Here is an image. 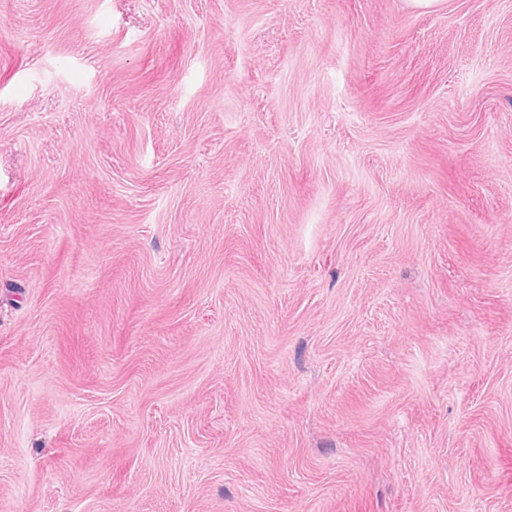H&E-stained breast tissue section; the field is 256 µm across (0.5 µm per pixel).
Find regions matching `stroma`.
I'll return each mask as SVG.
<instances>
[{
  "label": "stroma",
  "instance_id": "1",
  "mask_svg": "<svg viewBox=\"0 0 512 512\" xmlns=\"http://www.w3.org/2000/svg\"><path fill=\"white\" fill-rule=\"evenodd\" d=\"M0 512H512V0H0Z\"/></svg>",
  "mask_w": 512,
  "mask_h": 512
}]
</instances>
